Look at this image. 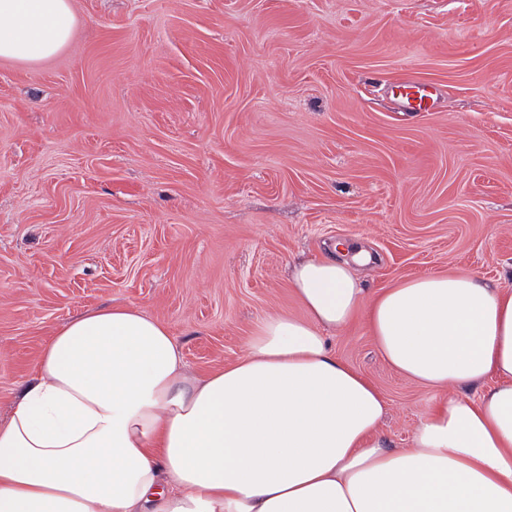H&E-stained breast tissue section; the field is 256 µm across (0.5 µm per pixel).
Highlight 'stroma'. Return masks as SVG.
Returning <instances> with one entry per match:
<instances>
[{
  "label": "stroma",
  "instance_id": "1",
  "mask_svg": "<svg viewBox=\"0 0 512 512\" xmlns=\"http://www.w3.org/2000/svg\"><path fill=\"white\" fill-rule=\"evenodd\" d=\"M65 47L0 60V420L46 342L112 304L187 371L302 317L291 262L361 242L367 294L512 274V0H72ZM435 88L407 111L396 82ZM406 448L442 395L362 323L328 339Z\"/></svg>",
  "mask_w": 512,
  "mask_h": 512
}]
</instances>
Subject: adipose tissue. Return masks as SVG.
I'll return each instance as SVG.
<instances>
[{
    "label": "adipose tissue",
    "mask_w": 512,
    "mask_h": 512,
    "mask_svg": "<svg viewBox=\"0 0 512 512\" xmlns=\"http://www.w3.org/2000/svg\"><path fill=\"white\" fill-rule=\"evenodd\" d=\"M72 17V0H0V59L52 57ZM332 250L290 268L303 318L267 316L198 379L143 310L68 321L0 421V512H512V290L435 274L370 298ZM359 314L407 379L495 385L386 448L382 395L327 341Z\"/></svg>",
    "instance_id": "adipose-tissue-1"
}]
</instances>
